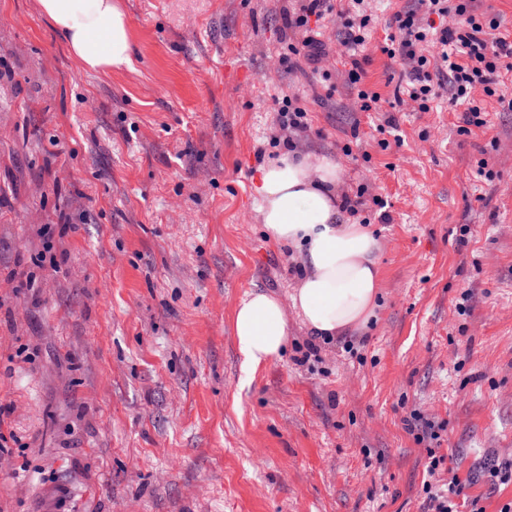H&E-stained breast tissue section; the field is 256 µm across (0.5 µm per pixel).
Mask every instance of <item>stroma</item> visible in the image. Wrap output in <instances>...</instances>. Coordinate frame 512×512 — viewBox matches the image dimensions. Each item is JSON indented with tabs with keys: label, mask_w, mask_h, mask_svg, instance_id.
I'll list each match as a JSON object with an SVG mask.
<instances>
[{
	"label": "stroma",
	"mask_w": 512,
	"mask_h": 512,
	"mask_svg": "<svg viewBox=\"0 0 512 512\" xmlns=\"http://www.w3.org/2000/svg\"><path fill=\"white\" fill-rule=\"evenodd\" d=\"M123 4L133 67L106 74L78 68L37 0H0V512H427V480L500 512L512 73L475 94L486 126L441 97L398 113L383 151L386 115L360 111L340 61L344 18L314 25L326 80L279 60L304 37L285 26L301 0ZM417 7L363 0V81L383 102L410 68L381 51L390 18ZM284 96L307 128L282 126ZM280 148L334 160L379 244L376 322L310 358L301 257L268 239L254 191L258 155ZM48 251L59 270L38 268ZM255 288L281 301L288 348L248 379L232 314ZM414 412L439 440L406 426ZM436 445L453 461L431 475Z\"/></svg>",
	"instance_id": "35a3bbf8"
}]
</instances>
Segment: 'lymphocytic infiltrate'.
<instances>
[{"instance_id": "1", "label": "lymphocytic infiltrate", "mask_w": 512, "mask_h": 512, "mask_svg": "<svg viewBox=\"0 0 512 512\" xmlns=\"http://www.w3.org/2000/svg\"><path fill=\"white\" fill-rule=\"evenodd\" d=\"M420 6L417 12L395 13L393 23L397 33L388 36L383 53L391 58L403 56L414 60L415 65L408 74L407 94L417 102L420 111L426 112L438 98L440 87L429 72L428 57L417 54L416 48L422 43L438 42L442 47L440 67L448 73L453 102L466 104V124L484 126L486 120L481 108L473 104L471 90L479 84L487 96L496 95L503 76L512 71V37L499 34L497 17L477 13L473 0H420ZM334 8L333 0H303L296 17L286 21L287 26L306 31L301 45H289L290 55H303L314 65L327 56L325 44L309 27L311 19L323 18ZM451 14L458 18L456 26L441 25V18ZM369 24V17H361L358 27L347 30L343 40L350 64L349 79L358 87L357 100L364 112L377 111L381 100L378 92L362 85L358 48L365 41Z\"/></svg>"}]
</instances>
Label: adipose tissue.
Instances as JSON below:
<instances>
[{"label": "adipose tissue", "instance_id": "obj_1", "mask_svg": "<svg viewBox=\"0 0 512 512\" xmlns=\"http://www.w3.org/2000/svg\"><path fill=\"white\" fill-rule=\"evenodd\" d=\"M38 7L80 69L131 68L130 20L120 0H38ZM338 179L336 162L285 150L261 167L256 188L268 238L302 257L291 302L302 324L323 342L367 326L380 299L376 238L370 227L345 218ZM232 326L245 375L279 358L287 346L282 304L267 291L246 293Z\"/></svg>", "mask_w": 512, "mask_h": 512}]
</instances>
